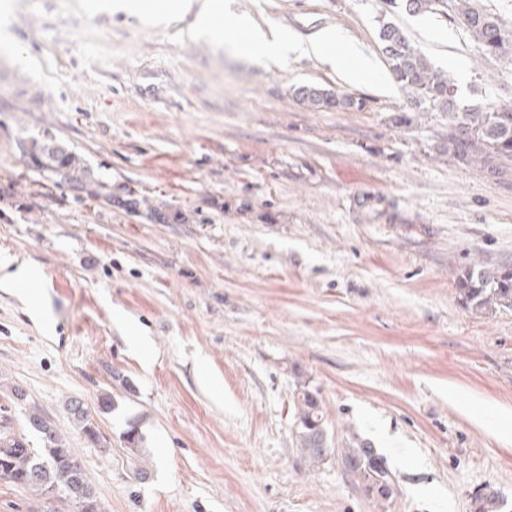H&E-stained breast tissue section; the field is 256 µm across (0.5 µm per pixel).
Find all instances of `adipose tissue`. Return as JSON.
I'll return each instance as SVG.
<instances>
[{"label": "adipose tissue", "mask_w": 512, "mask_h": 512, "mask_svg": "<svg viewBox=\"0 0 512 512\" xmlns=\"http://www.w3.org/2000/svg\"><path fill=\"white\" fill-rule=\"evenodd\" d=\"M224 39L236 53L250 55L259 52L269 60L282 59L291 54L315 55L335 67L352 83L368 81L376 74L374 63L354 48L343 45L330 28L315 32L304 42L292 35H267L248 18L241 17L226 26Z\"/></svg>", "instance_id": "1"}]
</instances>
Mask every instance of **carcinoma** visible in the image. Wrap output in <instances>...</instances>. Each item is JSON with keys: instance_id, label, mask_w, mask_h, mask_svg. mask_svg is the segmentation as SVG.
<instances>
[{"instance_id": "obj_1", "label": "carcinoma", "mask_w": 512, "mask_h": 512, "mask_svg": "<svg viewBox=\"0 0 512 512\" xmlns=\"http://www.w3.org/2000/svg\"><path fill=\"white\" fill-rule=\"evenodd\" d=\"M385 13L399 10L409 13L440 11L462 26L479 44L486 57L512 60V31L504 29L490 14L477 9L473 0H382ZM379 39L389 70L398 85L410 94V107L393 117L398 127L412 125L410 113L429 105L448 113V137L440 151L457 163L473 167L488 178L512 172V109L457 108V86L453 76L435 68L428 57L409 40L396 24L386 22L379 28ZM293 97L312 109L336 108L361 111L367 107L362 97L339 95L313 85L293 89ZM30 154L37 164L78 185L87 178L82 159L67 146L52 140L33 141ZM458 297L464 307L476 314L490 315L512 309V267L475 262L455 272ZM70 414L85 436L100 441L101 434L80 401L69 403ZM294 416L298 421L300 451L312 463L324 460V418L317 398L303 390L294 398ZM28 425L39 432L42 447L35 448L23 434L0 426V479L27 488L46 500L71 501L77 512H101L96 495L66 440L38 413H32ZM341 463L352 479L369 495H386L373 487L392 486L388 470L374 448L361 443L347 449Z\"/></svg>"}]
</instances>
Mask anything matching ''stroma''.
Listing matches in <instances>:
<instances>
[{
    "instance_id": "stroma-1",
    "label": "stroma",
    "mask_w": 512,
    "mask_h": 512,
    "mask_svg": "<svg viewBox=\"0 0 512 512\" xmlns=\"http://www.w3.org/2000/svg\"><path fill=\"white\" fill-rule=\"evenodd\" d=\"M87 2L0 0V420L38 448L27 418L47 417L103 512H477L490 492L512 512V310L472 313L453 276L512 265V180L439 154L440 110L392 125L407 95L380 0H226L266 31L336 30L377 68L358 84L313 56H239L188 15ZM389 18L460 107H512V63L441 15ZM303 84L368 106L308 109ZM50 138L82 185L28 154ZM303 389L320 464L299 451ZM362 440L389 499L339 461ZM294 416L298 421L300 451L311 463H320L323 454L324 418L317 398L309 391H300L294 398ZM70 414L79 430L92 442L100 441L101 434L80 401L69 403Z\"/></svg>"
}]
</instances>
